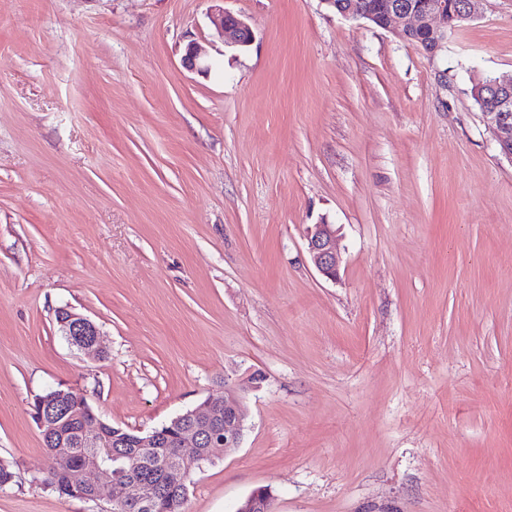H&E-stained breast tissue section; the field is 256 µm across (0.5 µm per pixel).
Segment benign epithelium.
Segmentation results:
<instances>
[{"label": "benign epithelium", "instance_id": "7a95c632", "mask_svg": "<svg viewBox=\"0 0 512 512\" xmlns=\"http://www.w3.org/2000/svg\"><path fill=\"white\" fill-rule=\"evenodd\" d=\"M482 0H355L341 11L348 19H364L370 23L382 22V27L392 29L396 24L404 26L406 36L413 37L417 46L435 55L448 43V30L456 24L479 16ZM217 37L227 47H245L252 41V31L246 21L231 13L218 10L211 15ZM188 70L206 72V56L195 43L188 45L182 58ZM475 93L484 100L483 121L493 134L500 152L512 160V74L475 85ZM340 229L322 218L306 227L307 252L316 270L326 279L340 280L342 256L338 247ZM58 323L68 336L69 343L78 350L99 356L102 354L101 333L89 319L66 308L57 311ZM37 425L43 435L54 440L57 456L71 454L72 441L60 430L68 419L81 420L94 417L93 409L84 393L75 388L55 391L37 402ZM246 412L238 389L224 386V393L210 395L203 402L175 417L172 424L142 433L136 438L135 447L155 448L169 433H175L172 447L176 451L166 459L163 467V483L151 479H138L130 483L134 492L119 494V471L123 467L127 451L122 449L126 438L121 430L112 432V442L100 438L103 422L95 431L83 430V451L78 461L64 474L68 492L82 499L96 501L104 490H109L113 506L123 512H148L162 498V487L185 489L191 482L193 471L200 468L202 460L220 449L236 448L240 444ZM112 447L103 453L102 449ZM235 512H269V500H263L256 492L250 493L237 506Z\"/></svg>", "mask_w": 512, "mask_h": 512}]
</instances>
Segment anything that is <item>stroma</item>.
I'll return each instance as SVG.
<instances>
[{
	"label": "stroma",
	"instance_id": "1",
	"mask_svg": "<svg viewBox=\"0 0 512 512\" xmlns=\"http://www.w3.org/2000/svg\"><path fill=\"white\" fill-rule=\"evenodd\" d=\"M222 5L251 45L213 0H0V512H112L46 484L37 395L146 433L228 383L243 436L186 512L259 487L273 512H512V160L472 95L512 73V0L433 57L323 0ZM323 217L337 283L305 249ZM217 37L227 47H245L252 41V31L246 21L231 13L218 9L211 15ZM59 330L60 327L64 332L66 339L68 336L69 343L78 350L101 356V333L98 327L89 319L75 314L67 308H61L57 311Z\"/></svg>",
	"mask_w": 512,
	"mask_h": 512
}]
</instances>
